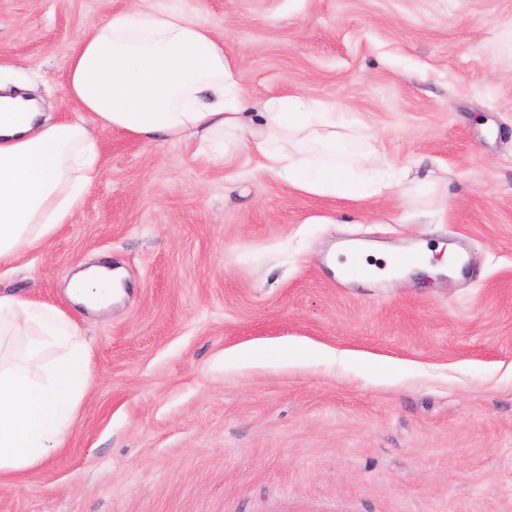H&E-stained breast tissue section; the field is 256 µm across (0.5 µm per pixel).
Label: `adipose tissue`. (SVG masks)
<instances>
[{
  "instance_id": "1",
  "label": "adipose tissue",
  "mask_w": 512,
  "mask_h": 512,
  "mask_svg": "<svg viewBox=\"0 0 512 512\" xmlns=\"http://www.w3.org/2000/svg\"><path fill=\"white\" fill-rule=\"evenodd\" d=\"M66 69L67 96L101 128L193 144L210 161L233 148L255 173L303 194L363 201L394 193L412 174L351 175L344 113L295 94L253 105L223 38L178 8L138 6L93 23ZM98 176L97 138L82 120L0 95V267L72 223ZM122 288L119 272L91 266L67 291L100 311ZM89 354L68 314L0 290V475L38 468L63 447L91 377Z\"/></svg>"
}]
</instances>
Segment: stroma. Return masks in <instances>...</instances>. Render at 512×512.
<instances>
[{"label": "stroma", "mask_w": 512, "mask_h": 512, "mask_svg": "<svg viewBox=\"0 0 512 512\" xmlns=\"http://www.w3.org/2000/svg\"><path fill=\"white\" fill-rule=\"evenodd\" d=\"M132 2L0 0V81L96 125L66 62ZM182 4L252 100L350 113L355 176L382 158L420 179L312 196L239 154L98 132L73 222L0 268L75 314L93 373L65 447L0 477V512H512V0ZM421 241L464 247L466 273L361 283L325 259ZM83 261L125 273L110 310L68 297ZM291 343L304 362L278 355Z\"/></svg>", "instance_id": "1"}]
</instances>
